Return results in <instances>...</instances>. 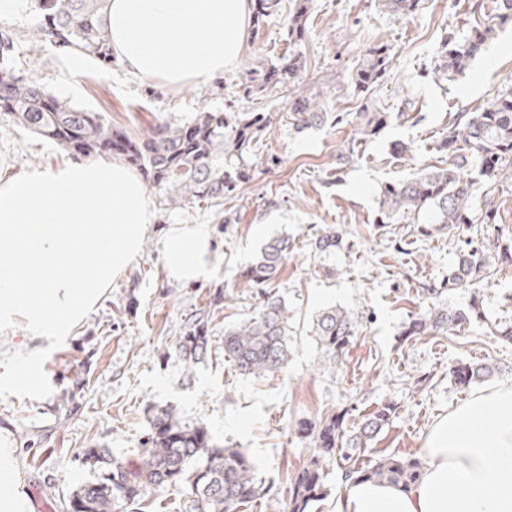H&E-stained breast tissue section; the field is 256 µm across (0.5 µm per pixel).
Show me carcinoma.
<instances>
[{
  "mask_svg": "<svg viewBox=\"0 0 512 512\" xmlns=\"http://www.w3.org/2000/svg\"><path fill=\"white\" fill-rule=\"evenodd\" d=\"M311 0H295L288 14L285 42L302 40ZM419 0H377L379 9L406 16ZM41 18L40 38L59 48L91 51L104 63L112 62L106 16L107 0H35ZM279 0H254L251 43L276 10ZM492 29L480 24L464 40H446L437 69L452 78L464 72ZM23 34L0 27V112L12 114L28 132L51 141L79 156H116L146 173L160 202L185 207L208 202L224 204L250 178L258 167L252 144L272 124L270 112L203 111L193 119L175 124L158 119L132 134L116 127L99 112L71 105L49 93L32 75H17L11 62ZM389 64L383 46L366 51L354 68L350 82L358 96L369 94L385 75ZM302 62L297 54L285 53L279 62L248 66L242 78L246 94L252 98L267 95L280 85L292 94L289 119L296 130L327 124L354 123L360 136L378 135L391 118L405 119L406 112L391 115L376 107L359 112H329L323 94H301ZM440 165L418 170L410 178L388 183L379 193V211L386 219L429 210L436 230L458 231L460 245L455 263L440 288H429L436 295L458 288H478L499 268L512 264V240H504L489 251L481 239L484 224L495 223L493 209L481 214L474 210L473 186L485 187L493 198L496 188L512 180V87L488 99L477 111L454 115L448 135L435 145ZM341 233L327 230L310 242L313 251L326 253L342 244ZM295 255L294 240L286 234L271 237L261 247L241 277L256 290L259 306L254 314L224 329V361L241 376L259 378L282 371L289 357L288 321L290 313L284 298L277 294L275 281L281 269ZM474 303L467 310L432 306L411 318L405 334L436 336L454 332L479 317ZM358 331V320L341 307H331L317 315L312 332L330 359L342 356ZM210 339L209 321L201 313L189 316L175 348L190 368L205 356ZM495 373L481 363H461L454 369L458 385L465 388L485 381ZM395 406L387 403L364 418L348 435L344 415L331 413L300 433L314 443L312 458L292 476L288 504L283 512H312V506L326 494L323 465H340L346 481L367 480L408 488L422 475L421 463L413 458L386 455L365 466L356 464L353 453L367 447L382 431ZM147 430L139 443L136 473L111 457L106 448H89L84 463L102 470L94 482L80 485L64 501L66 512H119L136 508L147 491L161 486L182 487L187 512H239L245 504L268 496L271 486L257 477L248 454L240 448H220L212 443L207 428L189 423L170 406L150 404L145 408ZM206 458L202 467L195 466Z\"/></svg>",
  "mask_w": 512,
  "mask_h": 512,
  "instance_id": "1",
  "label": "carcinoma"
}]
</instances>
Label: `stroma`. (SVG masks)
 Segmentation results:
<instances>
[{
  "label": "stroma",
  "instance_id": "obj_1",
  "mask_svg": "<svg viewBox=\"0 0 512 512\" xmlns=\"http://www.w3.org/2000/svg\"><path fill=\"white\" fill-rule=\"evenodd\" d=\"M498 14V0H420L415 12L400 17L381 11L375 0H312L297 49L306 88L325 93L331 112H356L367 104L417 114V122L392 121L366 142L346 123L295 131L286 90L247 98L241 87L247 57L220 80L179 87L130 74L117 59L71 74L68 53L41 41L33 4L0 18L26 36L15 68L37 76L56 97L103 113L113 125L135 132L158 118L179 124L228 103L274 115L260 139L262 164L236 196L225 198L220 209L173 208L151 196L153 222L139 256L73 336L42 342L40 386L30 388L22 378L0 385V428L11 431L34 512H63L70 490L98 478L84 462L86 448H108L137 469L150 404L203 423L216 445L245 450L284 503L291 477L313 447L298 437L299 421L336 411L356 424L390 403L394 414L361 449L358 462L388 454L419 459L435 421L479 389L456 384L451 366L491 362L498 371L490 385L512 383V344L492 334L495 326L512 324V265L501 267L480 290L460 288L433 299L427 291L447 277L456 238L431 230L428 211L415 220L378 222L381 187L438 163L432 145L446 134L450 116L474 112L498 90L512 87V23L500 24ZM478 22L493 27V37L463 75L440 79L435 66L445 35L468 36ZM378 42L388 47L390 73L362 100L349 86L350 74L367 46ZM398 142L410 144L411 153L394 155ZM348 148L353 161L338 166V152ZM68 159L66 150L0 112V164L22 170ZM172 224L209 226L216 250L211 280L186 284L169 277L161 241ZM330 227L344 230L341 247L312 251L313 236ZM281 234L296 243L277 284L293 313L288 367L245 378L224 360V329L257 306L241 273L268 238ZM435 302L457 309L475 302L483 316L456 336L404 337L410 315ZM334 306L352 312L359 330L332 362L311 325ZM199 312L208 317L210 343L188 377L175 341L189 315Z\"/></svg>",
  "mask_w": 512,
  "mask_h": 512
}]
</instances>
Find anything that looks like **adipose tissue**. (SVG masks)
Instances as JSON below:
<instances>
[{"instance_id":"ef3b65f1","label":"adipose tissue","mask_w":512,"mask_h":512,"mask_svg":"<svg viewBox=\"0 0 512 512\" xmlns=\"http://www.w3.org/2000/svg\"><path fill=\"white\" fill-rule=\"evenodd\" d=\"M112 49L133 74L179 86L223 76L240 56L251 0H108ZM139 178L104 159L0 169V330L72 335L138 256L151 222ZM172 279L215 273L205 224L171 225ZM410 488L347 484L333 512H512V383L474 393L440 418ZM0 512H34L8 431L0 430Z\"/></svg>"}]
</instances>
